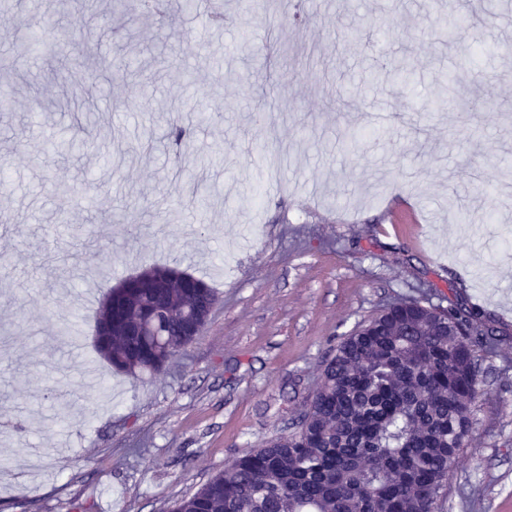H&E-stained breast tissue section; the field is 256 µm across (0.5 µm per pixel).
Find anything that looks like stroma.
Returning <instances> with one entry per match:
<instances>
[{"label":"stroma","mask_w":512,"mask_h":512,"mask_svg":"<svg viewBox=\"0 0 512 512\" xmlns=\"http://www.w3.org/2000/svg\"><path fill=\"white\" fill-rule=\"evenodd\" d=\"M449 2L468 20L450 41L430 0H307L297 19L267 9V27L224 0L220 29L92 0L100 49L127 41L141 64L88 87L98 126L56 156L45 140L76 124L67 88L50 54L15 55L23 11L0 14L16 71L0 113V512H169L285 433L358 323L413 299L464 302L509 337L477 353L483 393L436 512H512V0ZM261 31L280 47L271 70L240 47ZM404 53L405 91L377 75ZM444 72L456 94L437 112ZM198 112L179 164L139 151ZM198 167L213 200L195 213ZM156 264L216 303L191 345L134 377L97 352L95 313Z\"/></svg>","instance_id":"35a3bbf8"}]
</instances>
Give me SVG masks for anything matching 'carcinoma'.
Returning a JSON list of instances; mask_svg holds the SVG:
<instances>
[{"mask_svg":"<svg viewBox=\"0 0 512 512\" xmlns=\"http://www.w3.org/2000/svg\"><path fill=\"white\" fill-rule=\"evenodd\" d=\"M121 0V13L164 17L198 10L204 0ZM57 64L71 78L66 107L80 112L78 128L98 123L83 101L88 84L133 73L135 59L119 47L91 69L59 43ZM413 62L391 63L392 80H410ZM193 121L169 123L179 148ZM150 274L176 280L169 288L144 278L111 289L120 314L112 335L97 343L113 367L154 373L190 345L183 322L208 310L216 296L204 280L174 267ZM503 335L474 307L437 311L400 302L358 325L323 366L306 412L293 431L237 456L174 512H435L448 471L472 432L471 405L480 394L477 349L492 352Z\"/></svg>","mask_w":512,"mask_h":512,"instance_id":"obj_1","label":"carcinoma"}]
</instances>
